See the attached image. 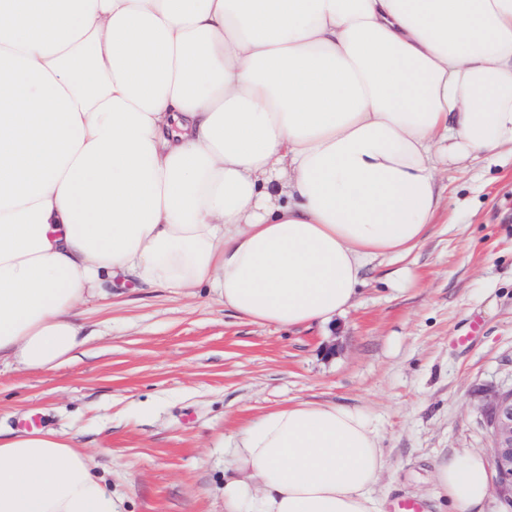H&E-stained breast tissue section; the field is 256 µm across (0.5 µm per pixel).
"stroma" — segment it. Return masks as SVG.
<instances>
[{
	"instance_id": "stroma-1",
	"label": "stroma",
	"mask_w": 512,
	"mask_h": 512,
	"mask_svg": "<svg viewBox=\"0 0 512 512\" xmlns=\"http://www.w3.org/2000/svg\"><path fill=\"white\" fill-rule=\"evenodd\" d=\"M410 255L365 275L333 323L285 329L127 283L75 310L87 343L50 371L0 365V438L31 416L71 440L124 512H224V450L288 399L358 406L389 459L374 494L456 512L434 466L486 453L487 390L512 386V156L440 168Z\"/></svg>"
}]
</instances>
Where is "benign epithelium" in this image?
Listing matches in <instances>:
<instances>
[{
  "instance_id": "obj_1",
  "label": "benign epithelium",
  "mask_w": 512,
  "mask_h": 512,
  "mask_svg": "<svg viewBox=\"0 0 512 512\" xmlns=\"http://www.w3.org/2000/svg\"><path fill=\"white\" fill-rule=\"evenodd\" d=\"M500 494L512 501V388L489 394L485 412Z\"/></svg>"
}]
</instances>
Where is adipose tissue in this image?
I'll list each match as a JSON object with an SVG mask.
<instances>
[{
	"label": "adipose tissue",
	"mask_w": 512,
	"mask_h": 512,
	"mask_svg": "<svg viewBox=\"0 0 512 512\" xmlns=\"http://www.w3.org/2000/svg\"><path fill=\"white\" fill-rule=\"evenodd\" d=\"M512 154V0H0V362L48 371L115 279L327 324ZM224 512H379L359 407L295 400L226 450ZM475 512L488 462L439 464ZM73 443L0 441V512H119Z\"/></svg>",
	"instance_id": "ef3b65f1"
}]
</instances>
